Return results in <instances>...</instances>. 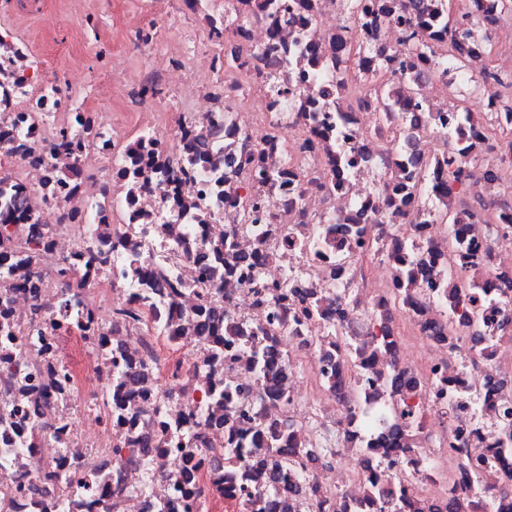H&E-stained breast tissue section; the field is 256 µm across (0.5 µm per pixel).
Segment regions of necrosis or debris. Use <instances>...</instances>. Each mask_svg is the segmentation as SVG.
Instances as JSON below:
<instances>
[{
  "label": "necrosis or debris",
  "instance_id": "1",
  "mask_svg": "<svg viewBox=\"0 0 512 512\" xmlns=\"http://www.w3.org/2000/svg\"><path fill=\"white\" fill-rule=\"evenodd\" d=\"M178 9L108 123L0 29V512H512V0Z\"/></svg>",
  "mask_w": 512,
  "mask_h": 512
}]
</instances>
